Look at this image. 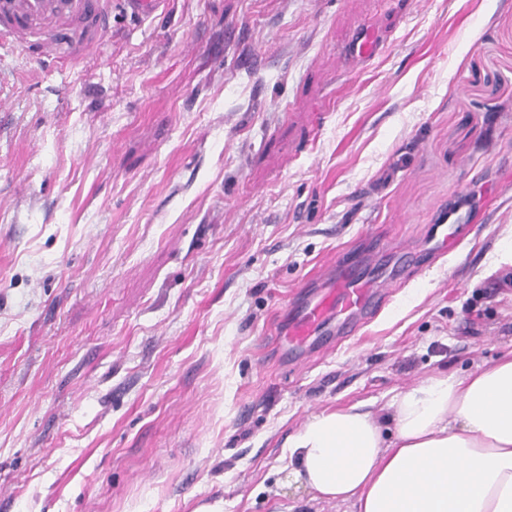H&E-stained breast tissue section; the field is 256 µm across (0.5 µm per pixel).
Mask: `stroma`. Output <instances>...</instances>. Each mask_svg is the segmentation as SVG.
<instances>
[{
	"label": "stroma",
	"instance_id": "obj_1",
	"mask_svg": "<svg viewBox=\"0 0 512 512\" xmlns=\"http://www.w3.org/2000/svg\"><path fill=\"white\" fill-rule=\"evenodd\" d=\"M507 224L512 0L116 6L65 64L1 40L0 512H351L289 485V435L512 349ZM344 264L384 307L288 361ZM473 220L467 211H462V206L448 209L439 224H434L430 237L429 248L435 255L444 254L448 249L459 242L458 230L461 224H471Z\"/></svg>",
	"mask_w": 512,
	"mask_h": 512
}]
</instances>
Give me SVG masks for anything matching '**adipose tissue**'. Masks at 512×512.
I'll use <instances>...</instances> for the list:
<instances>
[{
	"label": "adipose tissue",
	"mask_w": 512,
	"mask_h": 512,
	"mask_svg": "<svg viewBox=\"0 0 512 512\" xmlns=\"http://www.w3.org/2000/svg\"><path fill=\"white\" fill-rule=\"evenodd\" d=\"M388 410L313 414L288 438L293 481L354 512H512V350L427 377Z\"/></svg>",
	"instance_id": "adipose-tissue-1"
}]
</instances>
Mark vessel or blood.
I'll return each mask as SVG.
<instances>
[{
    "label": "vessel or blood",
    "mask_w": 512,
    "mask_h": 512,
    "mask_svg": "<svg viewBox=\"0 0 512 512\" xmlns=\"http://www.w3.org/2000/svg\"><path fill=\"white\" fill-rule=\"evenodd\" d=\"M111 5L112 0H0V38H33L55 59L69 60L74 51L96 46ZM470 221L468 212L449 209L433 228L432 252L441 255L454 247L460 225ZM381 305L376 285L353 267L342 266L329 288L294 304L291 332L282 349L295 357L333 331L352 335Z\"/></svg>",
    "instance_id": "obj_1"
}]
</instances>
